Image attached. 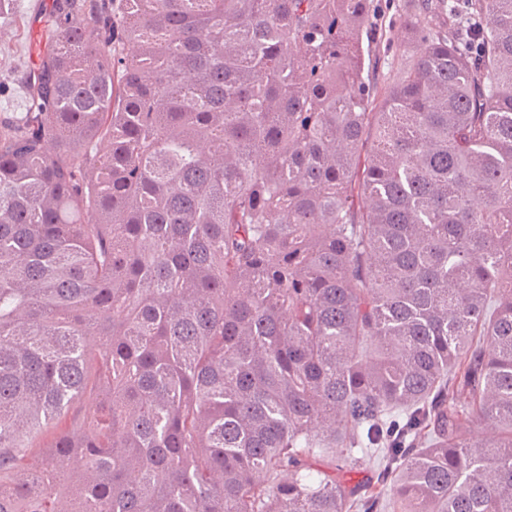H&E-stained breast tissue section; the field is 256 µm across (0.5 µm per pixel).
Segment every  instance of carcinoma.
<instances>
[{"mask_svg":"<svg viewBox=\"0 0 512 512\" xmlns=\"http://www.w3.org/2000/svg\"><path fill=\"white\" fill-rule=\"evenodd\" d=\"M50 17L0 126V512H512V0H421L383 88L374 0Z\"/></svg>","mask_w":512,"mask_h":512,"instance_id":"cac0c4a2","label":"carcinoma"}]
</instances>
